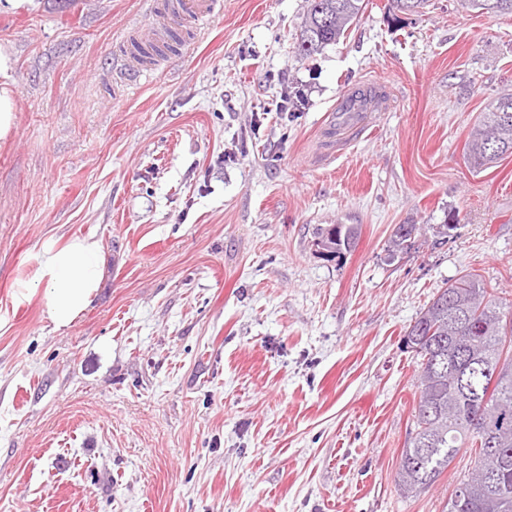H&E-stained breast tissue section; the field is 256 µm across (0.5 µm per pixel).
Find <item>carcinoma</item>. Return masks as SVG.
<instances>
[{
    "label": "carcinoma",
    "instance_id": "1",
    "mask_svg": "<svg viewBox=\"0 0 512 512\" xmlns=\"http://www.w3.org/2000/svg\"><path fill=\"white\" fill-rule=\"evenodd\" d=\"M297 51L310 56L338 42L360 17L365 0H308ZM485 13H511L512 0H466ZM175 33L162 44L136 46L145 57L173 50ZM474 170L490 167L512 155V93L503 95L480 114L467 143ZM355 224L317 228L313 246L332 259L355 247ZM461 314L466 325L448 338V313ZM498 298L479 280L464 276L440 291L415 320L404 345L420 357L421 391L415 409L416 429L402 451L396 484L406 495L431 486L463 449L474 452L477 472L452 492L448 512H512V327ZM465 383L448 382V367Z\"/></svg>",
    "mask_w": 512,
    "mask_h": 512
}]
</instances>
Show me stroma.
Masks as SVG:
<instances>
[{"label": "stroma", "mask_w": 512, "mask_h": 512, "mask_svg": "<svg viewBox=\"0 0 512 512\" xmlns=\"http://www.w3.org/2000/svg\"><path fill=\"white\" fill-rule=\"evenodd\" d=\"M161 2L0 0V512H445L470 454L395 483L402 343L467 273L512 307V156L478 173L464 150L512 91V15L366 0L305 57L307 0H214L124 76ZM358 90L379 103L344 122ZM322 224L358 225L353 250L317 255ZM398 224L419 231L392 255ZM90 233L104 278L70 327L13 307L47 238ZM14 92L7 83L0 85V138L6 139L14 125Z\"/></svg>", "instance_id": "obj_1"}]
</instances>
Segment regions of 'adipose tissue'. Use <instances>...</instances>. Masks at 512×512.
Instances as JSON below:
<instances>
[{"instance_id": "obj_1", "label": "adipose tissue", "mask_w": 512, "mask_h": 512, "mask_svg": "<svg viewBox=\"0 0 512 512\" xmlns=\"http://www.w3.org/2000/svg\"><path fill=\"white\" fill-rule=\"evenodd\" d=\"M102 274L103 247L95 236L51 238L42 245L33 275L18 281L12 301L17 307L39 302L54 328H65L92 304Z\"/></svg>"}]
</instances>
